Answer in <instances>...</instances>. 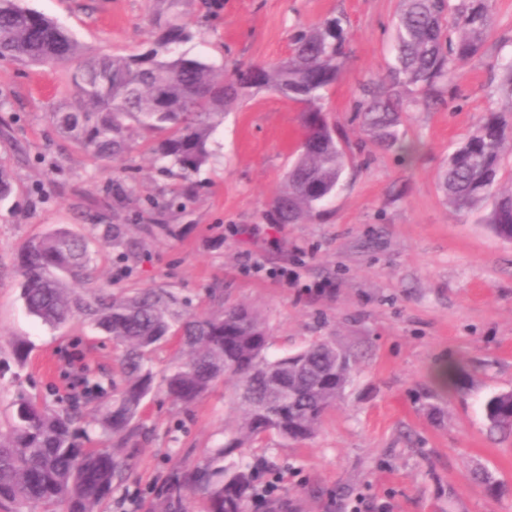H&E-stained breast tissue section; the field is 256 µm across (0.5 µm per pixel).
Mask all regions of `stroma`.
<instances>
[{"mask_svg": "<svg viewBox=\"0 0 512 512\" xmlns=\"http://www.w3.org/2000/svg\"><path fill=\"white\" fill-rule=\"evenodd\" d=\"M53 18L87 52L132 54L154 38L156 0H23ZM194 33L184 48L224 66L287 56L293 28L343 14L353 31L350 62L330 95L333 122L362 145L347 183L326 213L306 224H272L265 206L287 170L301 114L287 100L259 92L225 115L212 156L194 175L196 192L157 213L174 179L151 165V133L135 129V148L118 163L75 149L49 111L66 94L61 70L0 63V162L14 190L0 202V424L17 391L54 402L69 392L66 358L111 370L120 349L81 320L52 328L21 300L16 257L31 239L65 225H129L142 239L137 260L103 241L93 265L113 290L162 287L189 311L242 304L266 320L269 352L285 356L312 341L357 353L349 383L316 434L293 444L270 437L248 449L277 482L268 512H512V436L491 433L485 399L512 390V242L479 213H460L437 189L448 152L488 111L512 109L500 66L512 57V0H493V25L480 54L460 66L445 102L409 113L406 140L422 145L407 163L370 143L354 119L365 76L393 61L399 0H183ZM132 188L123 199L117 187ZM163 215L177 235L142 238L141 224ZM286 269L287 279L272 277ZM32 352L17 365L11 344ZM452 365V388L436 371ZM147 440L128 448L132 467L101 506L137 496L138 512H166L160 489L224 439L235 414L216 385L190 408L163 391L145 401ZM500 486L474 483L475 466Z\"/></svg>", "mask_w": 512, "mask_h": 512, "instance_id": "stroma-1", "label": "stroma"}]
</instances>
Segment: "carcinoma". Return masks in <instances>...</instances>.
<instances>
[{
	"instance_id": "obj_1",
	"label": "carcinoma",
	"mask_w": 512,
	"mask_h": 512,
	"mask_svg": "<svg viewBox=\"0 0 512 512\" xmlns=\"http://www.w3.org/2000/svg\"><path fill=\"white\" fill-rule=\"evenodd\" d=\"M151 18L154 40L140 53L86 54L77 39L53 19L0 0V59L64 66L72 92L50 119L75 147L100 161L116 162L132 148L137 125L155 134L148 149L154 163L179 177L185 196L192 175L211 155L209 145L224 113L253 91L276 94L300 106L302 133L280 186L266 205L274 224H300L327 210L355 164L348 141L329 123L328 93L345 72L352 37L343 15L290 36L287 57L273 63L221 70L207 59L173 47L191 39L180 7L162 0ZM490 0H401L394 20L395 63L384 77L358 86L354 112L362 130L381 147L405 159L418 152L404 139L401 114L442 100L457 68L479 53L490 24ZM508 124L489 112L449 154L437 186L460 211L489 207L484 222L512 242V189H502ZM103 238L136 255L140 243L127 225H105ZM90 236L67 226L29 241L17 257L21 299L27 312L51 327L75 317L89 321L122 347V382L87 370L85 399L94 418L80 426L78 406L48 408L17 392L0 430V512H99L101 502L129 469L124 449L146 435L144 401L155 386L151 356L176 337L184 360L161 379L168 396L188 406L222 382L238 417L224 441L198 465L177 471L160 495L170 507L199 495L204 512H249L261 462L235 461L242 449L269 437L298 443L319 427L341 397L354 355L329 340L281 357L268 354L265 320L245 307L187 312L170 291L140 288L112 293L94 276ZM490 431L512 434V392L483 404Z\"/></svg>"
}]
</instances>
